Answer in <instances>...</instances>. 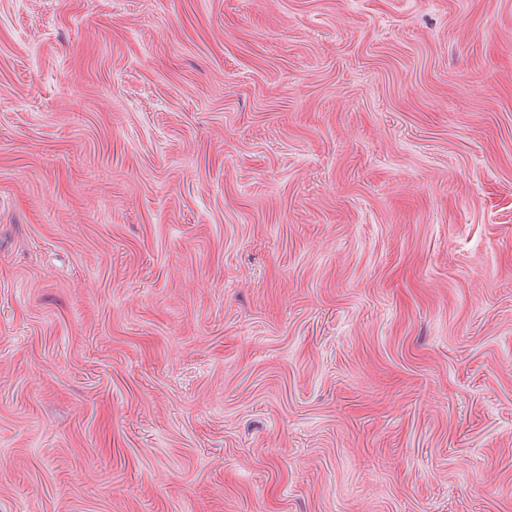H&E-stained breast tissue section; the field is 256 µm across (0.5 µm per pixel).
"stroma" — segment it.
<instances>
[{
  "instance_id": "1",
  "label": "stroma",
  "mask_w": 512,
  "mask_h": 512,
  "mask_svg": "<svg viewBox=\"0 0 512 512\" xmlns=\"http://www.w3.org/2000/svg\"><path fill=\"white\" fill-rule=\"evenodd\" d=\"M0 512H512V0H0Z\"/></svg>"
}]
</instances>
